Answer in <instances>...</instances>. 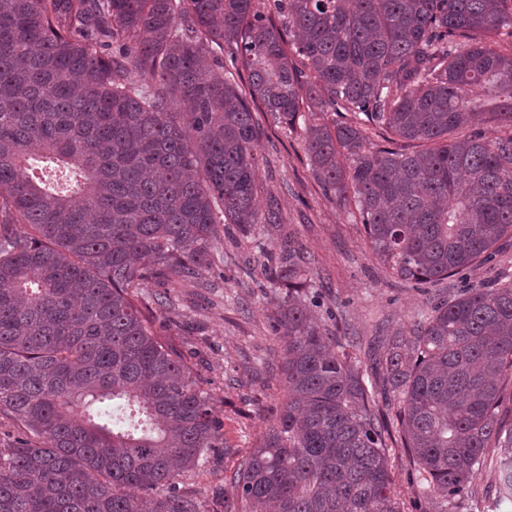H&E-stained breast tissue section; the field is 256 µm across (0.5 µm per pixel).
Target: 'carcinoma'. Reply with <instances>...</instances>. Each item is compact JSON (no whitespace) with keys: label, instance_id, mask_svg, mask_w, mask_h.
<instances>
[{"label":"carcinoma","instance_id":"carcinoma-1","mask_svg":"<svg viewBox=\"0 0 512 512\" xmlns=\"http://www.w3.org/2000/svg\"><path fill=\"white\" fill-rule=\"evenodd\" d=\"M506 43L512 0H0V416L23 432L0 512H200L177 480L223 443L218 399L139 294L206 284L220 226L279 223L256 208V113L311 120V170L392 275L492 258L512 233ZM36 158L75 189L31 181ZM264 256L285 394L226 477L243 512H404L397 450L428 512H512V283L354 345L310 316L302 249Z\"/></svg>","mask_w":512,"mask_h":512}]
</instances>
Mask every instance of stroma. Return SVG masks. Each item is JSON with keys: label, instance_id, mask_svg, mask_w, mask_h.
<instances>
[{"label": "stroma", "instance_id": "1", "mask_svg": "<svg viewBox=\"0 0 512 512\" xmlns=\"http://www.w3.org/2000/svg\"><path fill=\"white\" fill-rule=\"evenodd\" d=\"M256 148L260 211L276 207L282 221L257 225L251 240L225 243L211 258V285L193 288L181 281L149 285L153 328L172 341L219 398L224 445L209 449L200 466L183 476L180 488L194 496L202 512L236 503L225 478L245 462L265 430L271 408L281 402L279 342L271 327L268 295L256 288L258 246H276L291 237L309 258L318 321L341 322L346 336L369 339L408 333L430 313L439 295L512 281V236L503 237L490 261L466 269L439 285L392 278L372 255L362 225L326 195L309 169L302 132L288 133L264 122ZM165 293L166 305L155 304Z\"/></svg>", "mask_w": 512, "mask_h": 512}]
</instances>
